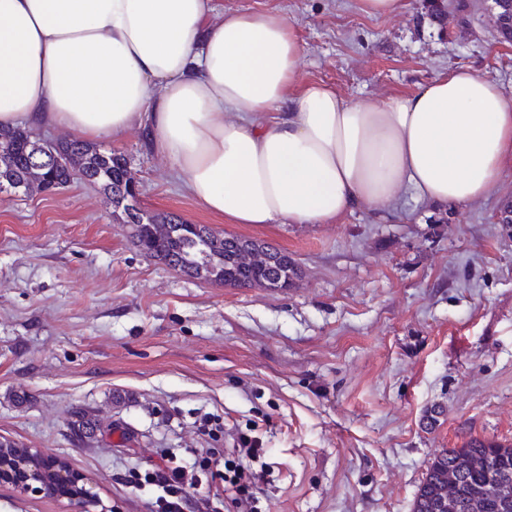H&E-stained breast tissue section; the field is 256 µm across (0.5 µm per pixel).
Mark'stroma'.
I'll return each mask as SVG.
<instances>
[{
	"mask_svg": "<svg viewBox=\"0 0 512 512\" xmlns=\"http://www.w3.org/2000/svg\"><path fill=\"white\" fill-rule=\"evenodd\" d=\"M446 3L440 25L427 0L394 16L358 0H215L221 14L287 17L300 86L386 99L471 69L512 97L492 0ZM111 149L142 210L280 249L300 276L283 289L189 278L145 256L80 181L0 202V439L66 459L119 512H151L144 475L162 451L190 463L240 432L264 448L259 512H411L442 449L512 443L511 163L474 205L408 198L387 224L366 209L234 224L200 207L138 129ZM72 510L0 481V512Z\"/></svg>",
	"mask_w": 512,
	"mask_h": 512,
	"instance_id": "stroma-1",
	"label": "stroma"
}]
</instances>
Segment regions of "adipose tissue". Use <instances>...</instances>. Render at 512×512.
I'll return each mask as SVG.
<instances>
[{
  "label": "adipose tissue",
  "instance_id": "1",
  "mask_svg": "<svg viewBox=\"0 0 512 512\" xmlns=\"http://www.w3.org/2000/svg\"><path fill=\"white\" fill-rule=\"evenodd\" d=\"M214 0H0V128L147 146L235 224H331L406 196L486 198L512 158V99L457 70L407 95L292 91L304 48L286 17L214 19Z\"/></svg>",
  "mask_w": 512,
  "mask_h": 512
}]
</instances>
